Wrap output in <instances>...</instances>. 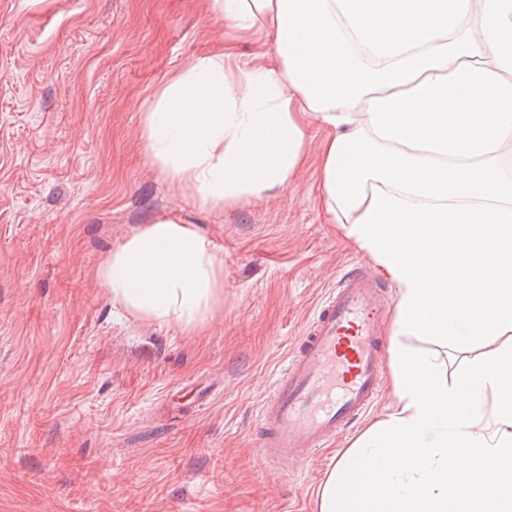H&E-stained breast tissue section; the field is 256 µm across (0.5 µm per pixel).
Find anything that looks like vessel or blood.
Segmentation results:
<instances>
[{"label": "vessel or blood", "instance_id": "vessel-or-blood-1", "mask_svg": "<svg viewBox=\"0 0 512 512\" xmlns=\"http://www.w3.org/2000/svg\"><path fill=\"white\" fill-rule=\"evenodd\" d=\"M383 294L357 262L319 302L257 411V446L268 463L309 459L373 407L391 309Z\"/></svg>", "mask_w": 512, "mask_h": 512}]
</instances>
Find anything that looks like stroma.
I'll return each mask as SVG.
<instances>
[{
	"label": "stroma",
	"mask_w": 512,
	"mask_h": 512,
	"mask_svg": "<svg viewBox=\"0 0 512 512\" xmlns=\"http://www.w3.org/2000/svg\"><path fill=\"white\" fill-rule=\"evenodd\" d=\"M224 51L206 0H0V512H316L341 451L270 471L258 405L319 301L365 253L321 204L326 128L284 189L224 210L178 192L150 157L156 89ZM196 228L224 267L205 329L145 324L93 273L157 218ZM390 297L398 289L367 261ZM449 377L486 347L401 336Z\"/></svg>",
	"instance_id": "35a3bbf8"
}]
</instances>
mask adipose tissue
<instances>
[{
	"label": "adipose tissue",
	"mask_w": 512,
	"mask_h": 512,
	"mask_svg": "<svg viewBox=\"0 0 512 512\" xmlns=\"http://www.w3.org/2000/svg\"><path fill=\"white\" fill-rule=\"evenodd\" d=\"M230 42L273 36L274 65L201 57L157 88L151 157L221 210L284 187L321 144L330 219L395 282L397 336L490 346L456 380L393 356L394 404L341 457L319 512H512V0H208ZM136 319L204 328L224 306L206 237L163 219L94 271Z\"/></svg>",
	"instance_id": "1"
}]
</instances>
